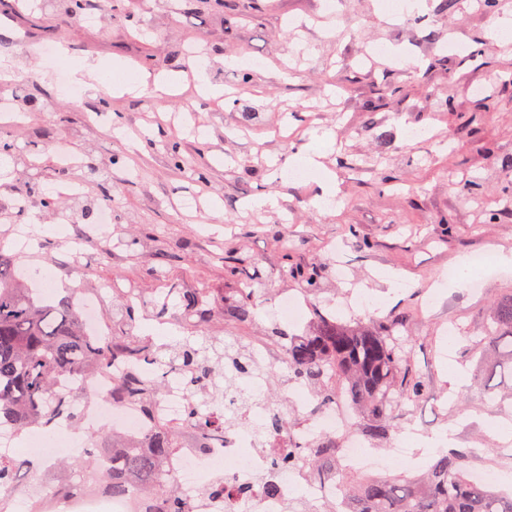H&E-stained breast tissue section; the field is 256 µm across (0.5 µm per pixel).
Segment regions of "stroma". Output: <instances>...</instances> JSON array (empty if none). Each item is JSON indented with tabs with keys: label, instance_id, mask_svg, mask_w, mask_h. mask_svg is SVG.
Here are the masks:
<instances>
[{
	"label": "stroma",
	"instance_id": "stroma-1",
	"mask_svg": "<svg viewBox=\"0 0 512 512\" xmlns=\"http://www.w3.org/2000/svg\"><path fill=\"white\" fill-rule=\"evenodd\" d=\"M0 12V84L18 85L35 71L38 82L14 96L18 118L0 117V139L13 146L12 166L0 172V250L17 254L23 269L55 271L56 297L104 280L167 301L138 326L174 322L181 299L196 295L210 308L209 336L241 343L272 335L279 296L304 297L311 313L331 314L332 301L357 286L375 294L378 275L400 274L402 288L376 308L381 322L403 318L401 336L411 373L426 385L418 399L393 413L397 432H412L410 455L447 436L450 448L470 452V466L512 473V458L492 448L498 427L512 423V402L494 407L475 379L493 361L480 325L492 304L512 291V269L496 268L484 287L447 285L459 256L478 250L512 252V53L498 44L512 0L487 8L483 0H426L413 18H393L385 0H226L224 10L199 0H93V22L71 35L66 0L30 11L8 0ZM200 43L207 59L189 49ZM66 48L73 66L122 63L133 88L113 94L95 84L60 93L43 49ZM396 46L425 59L414 69L388 59ZM262 59L244 70L240 60ZM204 66L224 85L226 101L201 97L193 75ZM179 75L173 94L159 100L142 73ZM330 132L323 162L340 192L322 210L317 181L273 178L271 160L286 163L285 142L304 150ZM181 144L179 156L167 148ZM73 160L69 182L80 194H58L31 211L36 252H17L11 229L19 219L3 201L49 181L60 154ZM472 186L463 197V186ZM276 194L271 211L247 209L254 196ZM193 207H186V200ZM112 208V249L88 245L73 269L71 239L88 225L86 207ZM253 262L251 276L234 272L236 258ZM312 273V283L296 276ZM251 285L257 304L249 323L226 320L225 299ZM466 377L456 387L453 368Z\"/></svg>",
	"mask_w": 512,
	"mask_h": 512
}]
</instances>
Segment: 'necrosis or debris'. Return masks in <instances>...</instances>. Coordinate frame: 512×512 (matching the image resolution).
<instances>
[{"mask_svg":"<svg viewBox=\"0 0 512 512\" xmlns=\"http://www.w3.org/2000/svg\"><path fill=\"white\" fill-rule=\"evenodd\" d=\"M137 370L145 378L165 377L167 386L157 400V411L167 419L179 418L186 401L182 372L152 362L140 363ZM83 384L88 388L86 429L73 433L76 447H88L92 428L99 426L131 438L141 437L147 431L149 423L135 402H113L111 370L97 372L84 379ZM290 398L292 414L299 424L292 435L293 442L304 445L316 436L334 435L342 445L336 460L338 471L379 470V463L369 459L364 451V437L351 424L354 407L345 387H337L335 398L327 404L296 385L291 388ZM223 411L225 416L244 418V425L225 429L223 439L211 442L207 448L184 449L172 468L175 480L193 499L195 512H286L287 502L300 489L307 499L319 501L334 512H346L344 496L335 480L307 478L299 464L274 467L270 450L277 441L262 431L270 405L256 377L239 375L236 385L224 394ZM261 477L276 478L281 496L257 493L235 500H217L201 494L203 488L220 479L228 484L252 485ZM137 508L135 498L115 497L102 490L50 502V512H137Z\"/></svg>","mask_w":512,"mask_h":512,"instance_id":"4bbe7bcc","label":"necrosis or debris"}]
</instances>
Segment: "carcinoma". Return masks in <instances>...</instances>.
<instances>
[{"instance_id": "obj_1", "label": "carcinoma", "mask_w": 512, "mask_h": 512, "mask_svg": "<svg viewBox=\"0 0 512 512\" xmlns=\"http://www.w3.org/2000/svg\"><path fill=\"white\" fill-rule=\"evenodd\" d=\"M70 32L77 35L85 13L84 0H67ZM16 258L0 250V428L16 435L32 428L45 429L60 420L77 427L82 412L76 403L86 394L77 389L72 400L56 392L65 376H91L110 366L134 365L141 360L174 366L186 377L187 406L178 421L156 415L155 402L164 388L156 379L146 380L134 369L112 377V401L133 399L140 404L150 427L140 439L112 431L98 432L91 447L58 460L46 477L58 499L71 497L97 482L113 494L130 493L140 502V512H189L170 471L172 461L188 446L207 447L224 436V426L239 420L222 413H203L196 396L222 393L217 374L231 383L235 374H271L249 360L242 349L233 352L219 340L202 336L209 314L199 299L187 298L179 328L188 325L196 335L184 336L173 346H160L151 337L87 335L75 291L55 301L28 287L15 273ZM256 302L250 293L224 301V315L241 323L254 318ZM402 321L343 322L322 315L304 336L279 330L269 340L284 343L288 382L304 386L327 403L336 386L348 388L353 405L369 420L364 435L381 437L391 427L395 408L406 399L423 395L425 385L407 368V353L400 343ZM482 339L498 350L499 359L488 375L497 372L511 380L502 383L507 393H493L501 400L512 395V293L492 306L490 321L481 327ZM291 427L286 414L273 409L264 430L281 435ZM112 456V469L101 471L96 454ZM282 460L301 457L307 477L329 479L336 472L339 447L336 439L319 436L307 446L274 449ZM36 466L27 457L0 456V512L11 484ZM468 455H440L420 476L392 480L372 478L349 486L348 512H512V494L471 481Z\"/></svg>"}]
</instances>
